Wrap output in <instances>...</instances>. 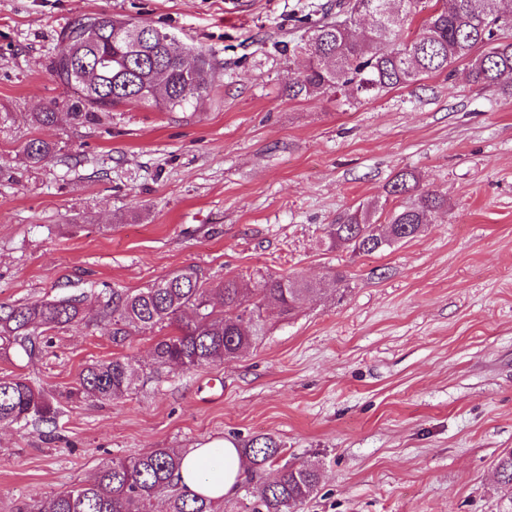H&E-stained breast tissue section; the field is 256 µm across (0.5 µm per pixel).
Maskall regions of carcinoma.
<instances>
[{"label":"carcinoma","instance_id":"cac0c4a2","mask_svg":"<svg viewBox=\"0 0 512 512\" xmlns=\"http://www.w3.org/2000/svg\"><path fill=\"white\" fill-rule=\"evenodd\" d=\"M379 0H327L295 19L306 38L291 52L307 55L305 69L288 83L293 98L341 93L346 100L380 95L414 83L430 73L455 75L453 66L467 65L470 81L498 86L512 96V14L504 0H442L425 17L415 37L401 38L430 0H390L392 21L366 26L363 16ZM120 18L85 17L63 31L52 75L62 85L80 90L82 112L74 120L96 118V111L123 102H153L167 112H185L209 92L210 58L195 56L186 66L164 49L158 28L141 24L142 35L129 40ZM36 165L51 159L54 147L40 140L26 148ZM387 194L400 199L383 228L372 224L373 209L360 205L327 226L331 248L375 253L395 242L413 239L448 201L419 189L417 176L402 170ZM318 288L297 276H260L254 287H240L226 276L209 283L189 267L137 291L112 289L101 315L112 324V341L123 343L136 331L157 326L172 331L156 339L153 363L159 368L193 370L239 357L263 330L267 305L292 315ZM82 320L81 301L60 298L19 304L0 303V356L37 360L49 343L47 332ZM139 368L114 356L89 365L69 392L72 401H114L133 390ZM59 407L53 392L37 388L25 377H0V425L55 424ZM251 467L265 473L251 491L244 512H299L318 487L315 470L275 468L280 449L271 440L243 449ZM183 453L156 448L145 454L103 462L94 477L57 493L44 512H149L160 496H168V512H214L213 502L175 488L173 476ZM501 492L512 498V451L496 465Z\"/></svg>","mask_w":512,"mask_h":512}]
</instances>
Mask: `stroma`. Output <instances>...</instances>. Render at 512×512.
I'll return each instance as SVG.
<instances>
[{
	"mask_svg": "<svg viewBox=\"0 0 512 512\" xmlns=\"http://www.w3.org/2000/svg\"><path fill=\"white\" fill-rule=\"evenodd\" d=\"M310 0H0V303L78 296L80 323L42 357L0 358L58 399L57 426H0V512L45 506L109 458L273 439L308 466L301 512H512L495 467L512 450V97L432 74L347 103L291 98L305 65L282 48ZM84 15L174 34L212 60L196 108L143 103L69 115L51 74L59 32ZM60 112L51 126L25 115ZM55 148L32 164L29 140ZM448 200L382 252L324 244L349 208L395 207L400 170ZM205 278L298 274L320 289L292 316L264 314L238 358L155 371L159 330L113 343L105 293L184 268ZM346 272L343 284L333 271ZM122 356L126 397L68 399L83 370Z\"/></svg>",
	"mask_w": 512,
	"mask_h": 512,
	"instance_id": "35a3bbf8",
	"label": "stroma"
}]
</instances>
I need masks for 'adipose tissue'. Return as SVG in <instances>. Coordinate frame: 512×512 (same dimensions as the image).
Returning a JSON list of instances; mask_svg holds the SVG:
<instances>
[{"mask_svg": "<svg viewBox=\"0 0 512 512\" xmlns=\"http://www.w3.org/2000/svg\"><path fill=\"white\" fill-rule=\"evenodd\" d=\"M244 474L245 466L237 448L214 441L186 452L174 481L190 493L220 500L233 494Z\"/></svg>", "mask_w": 512, "mask_h": 512, "instance_id": "obj_1", "label": "adipose tissue"}]
</instances>
